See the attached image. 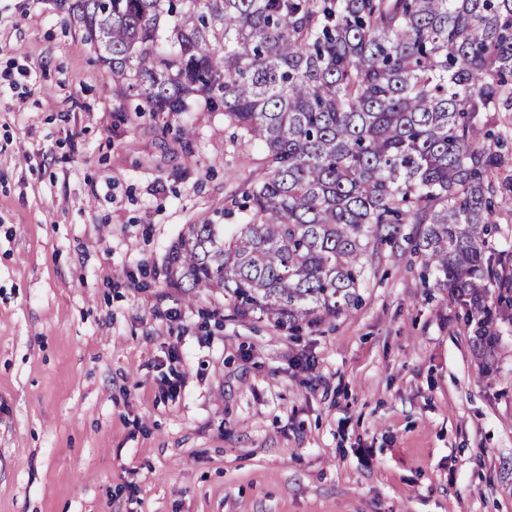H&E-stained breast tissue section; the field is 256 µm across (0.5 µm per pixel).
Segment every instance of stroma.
I'll return each instance as SVG.
<instances>
[{
  "label": "stroma",
  "instance_id": "stroma-1",
  "mask_svg": "<svg viewBox=\"0 0 512 512\" xmlns=\"http://www.w3.org/2000/svg\"><path fill=\"white\" fill-rule=\"evenodd\" d=\"M262 155L136 111L59 0H0V512H512V307L483 373L415 225L294 334L168 283Z\"/></svg>",
  "mask_w": 512,
  "mask_h": 512
}]
</instances>
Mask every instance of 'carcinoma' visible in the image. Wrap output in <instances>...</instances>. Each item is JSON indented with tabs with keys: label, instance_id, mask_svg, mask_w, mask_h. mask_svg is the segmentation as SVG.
I'll return each instance as SVG.
<instances>
[{
	"label": "carcinoma",
	"instance_id": "1",
	"mask_svg": "<svg viewBox=\"0 0 512 512\" xmlns=\"http://www.w3.org/2000/svg\"><path fill=\"white\" fill-rule=\"evenodd\" d=\"M137 112L224 113L265 155L249 213L188 224L167 281L290 331L359 302L366 259L419 224L423 278L466 307L493 369L507 279L487 255L484 131L512 111V0H60Z\"/></svg>",
	"mask_w": 512,
	"mask_h": 512
}]
</instances>
